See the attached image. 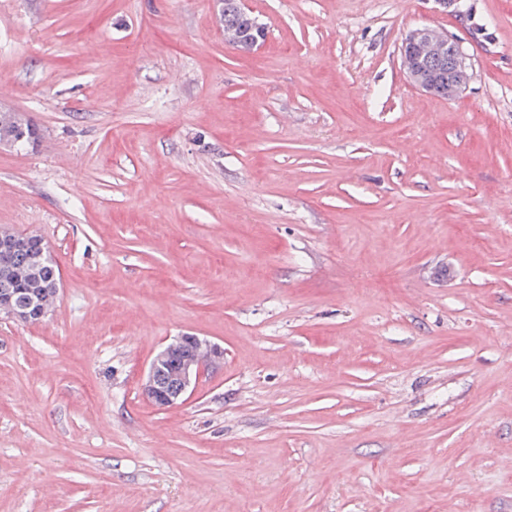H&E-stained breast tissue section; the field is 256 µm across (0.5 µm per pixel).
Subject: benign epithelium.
<instances>
[{
    "label": "benign epithelium",
    "mask_w": 512,
    "mask_h": 512,
    "mask_svg": "<svg viewBox=\"0 0 512 512\" xmlns=\"http://www.w3.org/2000/svg\"><path fill=\"white\" fill-rule=\"evenodd\" d=\"M401 56L403 69L410 82L426 93L432 94L439 85L445 84L448 87V99H456L471 81L470 55L464 42L446 32L429 28L410 32L402 43ZM19 250H29L39 260L44 257V240L37 236L6 237L1 228L0 277L3 278V284L0 285V313L24 322L32 318L42 319L46 311L43 306L36 304L35 297L39 293L35 289L25 291L27 298L24 303L17 305L13 302L9 288V266L10 258ZM178 341L181 350L175 368L168 366V351H161L153 360L144 384L145 395L160 409L170 407L182 399L206 363L224 358V349L215 344L208 345L207 358H199L196 350L204 345V341L195 335H182Z\"/></svg>",
    "instance_id": "obj_1"
}]
</instances>
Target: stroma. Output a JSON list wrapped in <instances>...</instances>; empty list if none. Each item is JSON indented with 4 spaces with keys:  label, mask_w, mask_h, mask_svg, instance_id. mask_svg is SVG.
<instances>
[{
    "label": "stroma",
    "mask_w": 512,
    "mask_h": 512,
    "mask_svg": "<svg viewBox=\"0 0 512 512\" xmlns=\"http://www.w3.org/2000/svg\"><path fill=\"white\" fill-rule=\"evenodd\" d=\"M0 0V512H512V0ZM465 44L417 89L419 28ZM223 348L145 396L178 336ZM222 3L221 22L231 44L243 50H251L258 46L262 40L257 45L252 43L253 38L256 37L255 17L241 8L240 3L244 7L243 2L222 0ZM403 69L410 82L432 94L437 87H448V100L458 98L468 87L472 73L471 58L464 42L448 32L429 28L410 32L401 46ZM431 57L433 66L427 71L425 60ZM21 134L23 141L18 140ZM32 134L38 138V129L30 120H23L15 112H0V142L25 145ZM9 233L0 229V276L4 279L2 287L0 289V313L5 314L18 321L29 322L32 317L34 319H43L47 313L43 308L41 301L40 305L36 304L34 295L40 299V295L36 292V288H29L30 276L35 272L39 279L44 284H50L53 281V276H56L50 288L55 297L58 296L60 290V272L53 260L50 258L49 250L44 257L45 245L44 240L37 236H27V238H17L16 236H22L24 234H18L11 232L14 236L4 237L3 234ZM19 250H31L35 254L36 259H41V262L37 265L31 260L29 252H17ZM17 252V253H15ZM15 253V254H14ZM12 257V258H11ZM11 258V264H10ZM11 267L12 282L16 288H29L25 290V294L29 295L24 304H15L13 302L14 296L11 293V288H8L10 280L9 269ZM177 340L181 344V350L175 369L169 368V354L163 349L153 360L144 384L145 395L159 409L170 407L182 399L206 362H215L224 357V350L220 346L208 344L198 336L185 334ZM202 345L209 349L206 359L196 355L197 348Z\"/></svg>",
    "instance_id": "obj_1"
}]
</instances>
